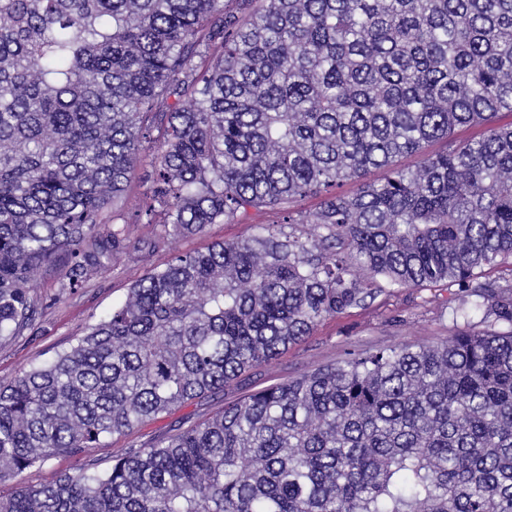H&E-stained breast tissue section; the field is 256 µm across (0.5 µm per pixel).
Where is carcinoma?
I'll use <instances>...</instances> for the list:
<instances>
[{"label": "carcinoma", "instance_id": "obj_1", "mask_svg": "<svg viewBox=\"0 0 512 512\" xmlns=\"http://www.w3.org/2000/svg\"><path fill=\"white\" fill-rule=\"evenodd\" d=\"M512 0H0V340L147 246L385 170L174 255L0 384V484L224 388L328 317L452 288L487 330L348 352L0 512H512ZM463 126L484 133L443 153ZM155 133L144 158L143 132ZM418 154L413 169L397 158ZM509 274L484 278V269ZM148 187V184L134 179L128 187L121 205L124 219L127 222L129 237L132 242H136V245L139 239L147 237L150 233L147 226L138 223L136 216L140 200L143 194L147 192Z\"/></svg>", "mask_w": 512, "mask_h": 512}]
</instances>
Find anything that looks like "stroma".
I'll list each match as a JSON object with an SVG mask.
<instances>
[{
    "mask_svg": "<svg viewBox=\"0 0 512 512\" xmlns=\"http://www.w3.org/2000/svg\"><path fill=\"white\" fill-rule=\"evenodd\" d=\"M284 213L279 209L253 211L238 222L207 225L202 233L172 240L163 250L127 257L107 271L90 273L72 289H62L61 274L46 277L39 290L41 306L35 320L21 335L0 341V382H8L31 364L68 348L88 326L125 300L134 281L153 269L164 268L173 254L201 250L217 241L248 238L256 225H282ZM449 295L446 288H409L327 318L310 336L282 351L267 366L247 371L216 394L189 401L128 433L105 439L100 447L88 449L84 458L111 464L114 456L127 449L159 442L178 427L210 418L253 391L336 362L350 351L435 344L459 331L478 328L475 320L453 321L444 306Z\"/></svg>",
    "mask_w": 512,
    "mask_h": 512,
    "instance_id": "obj_1",
    "label": "stroma"
}]
</instances>
